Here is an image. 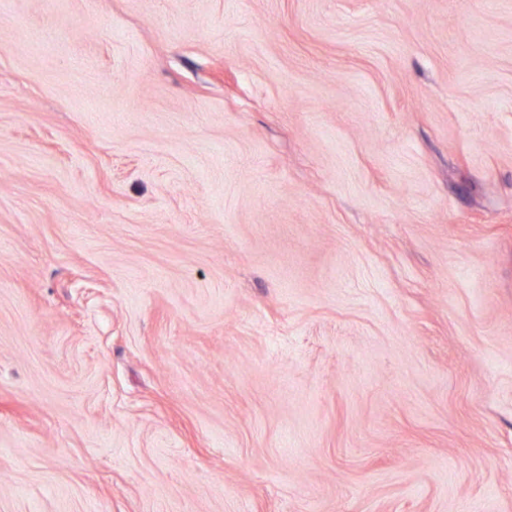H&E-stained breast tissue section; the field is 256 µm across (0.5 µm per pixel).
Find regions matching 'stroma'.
Segmentation results:
<instances>
[{
    "label": "stroma",
    "instance_id": "obj_1",
    "mask_svg": "<svg viewBox=\"0 0 512 512\" xmlns=\"http://www.w3.org/2000/svg\"><path fill=\"white\" fill-rule=\"evenodd\" d=\"M0 512H512V0H0Z\"/></svg>",
    "mask_w": 512,
    "mask_h": 512
}]
</instances>
